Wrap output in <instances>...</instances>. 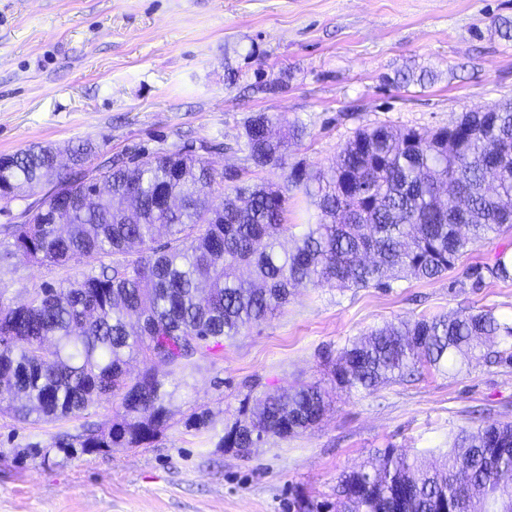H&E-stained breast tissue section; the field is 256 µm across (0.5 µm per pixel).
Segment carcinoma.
<instances>
[{"mask_svg": "<svg viewBox=\"0 0 512 512\" xmlns=\"http://www.w3.org/2000/svg\"><path fill=\"white\" fill-rule=\"evenodd\" d=\"M266 113L252 116L237 144L256 167L284 169L288 140ZM74 171L56 170L57 153L36 146L0 155V202L16 189L39 195L31 224L0 227V256L41 266L83 267L67 286L44 284L0 301V412L19 423L78 417L103 397L119 400L106 431H85L65 443L69 455L89 448H141L168 424L171 392L155 366L185 372L195 358L242 330L260 325L297 288L326 282L338 288L387 289L408 276H443L473 247L512 227V100L462 113L437 129L363 126L345 142L317 187L319 221L290 247L282 240L288 184H246L242 172L217 174L191 151L156 152L131 164H96L104 187L85 179L100 155L87 141L69 149ZM224 195L213 205L214 194ZM241 267L251 277L237 274ZM512 280V258L470 268ZM137 316V327L127 322ZM512 338V322L489 310L386 322L344 346L330 381L371 392L418 366L437 372L474 355L483 339ZM142 358L134 378L128 358ZM329 391L303 385L281 396L243 400L239 418L218 447L256 448L321 421ZM512 443V422L487 420L448 442L442 471L432 472L394 448L363 466L380 481L350 472L341 479L335 512H456L460 483L470 485L464 512H512V457L492 448Z\"/></svg>", "mask_w": 512, "mask_h": 512, "instance_id": "1", "label": "carcinoma"}]
</instances>
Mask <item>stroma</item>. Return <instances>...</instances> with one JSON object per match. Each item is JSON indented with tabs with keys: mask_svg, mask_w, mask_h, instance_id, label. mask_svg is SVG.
Segmentation results:
<instances>
[{
	"mask_svg": "<svg viewBox=\"0 0 512 512\" xmlns=\"http://www.w3.org/2000/svg\"><path fill=\"white\" fill-rule=\"evenodd\" d=\"M512 0H0V154L89 139L100 152L150 158L161 147L226 143L216 171L238 168L288 190L289 235L319 210L302 186L327 172L364 125L437 128L512 98ZM265 112L299 125L285 169H257L234 145ZM512 252V229L442 278L389 290L296 289L261 325L224 340L187 373L158 367L173 396L168 426L145 448L64 455L118 403L19 423L0 413V512H298L332 502L345 473L389 446L435 467L449 436L480 411L512 422V365L475 360L421 370L373 392L336 390L314 428L247 454L219 448L241 401L328 384L326 358L384 322L490 310L512 319V282L472 287L471 267ZM79 268L0 261V298L77 277ZM210 414L208 430L187 427Z\"/></svg>",
	"mask_w": 512,
	"mask_h": 512,
	"instance_id": "35a3bbf8",
	"label": "stroma"
}]
</instances>
